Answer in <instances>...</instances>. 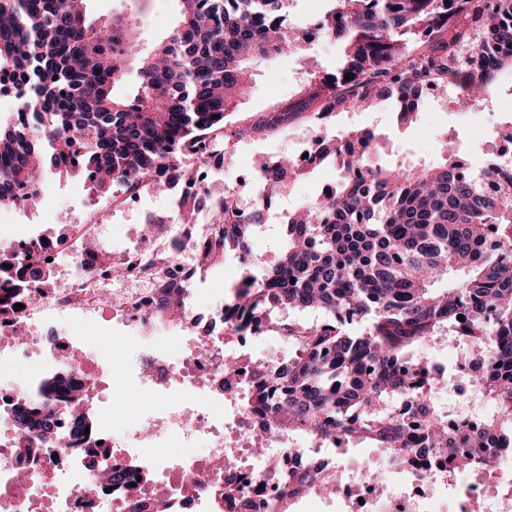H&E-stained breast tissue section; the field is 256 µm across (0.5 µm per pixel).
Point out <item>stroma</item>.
<instances>
[{"instance_id":"1","label":"stroma","mask_w":512,"mask_h":512,"mask_svg":"<svg viewBox=\"0 0 512 512\" xmlns=\"http://www.w3.org/2000/svg\"><path fill=\"white\" fill-rule=\"evenodd\" d=\"M88 12L97 21H108L115 15L123 17L137 27L149 44L161 39L176 20L174 0H89ZM340 54L338 45L316 42L301 55L273 56L255 64L252 87L239 111L233 114V122L247 126L272 120L282 106L300 95L310 77L309 60L332 69ZM461 92L457 85L439 86L424 98L418 114L405 121L398 119L391 108L378 106L336 113L328 125L319 129L298 123L275 137L234 141L230 149L233 162L215 173L209 186L211 195L217 198L228 193L239 205H248L253 188L245 172L251 169L255 158L294 153L303 136L331 137L366 128L383 138L384 147L377 157L382 165H438L443 160L444 143L450 142L463 148L475 167H483L495 160L507 133L512 131V68L498 77L491 96L479 111H458L455 100ZM337 178L335 165L320 167L296 182L285 196L278 198L276 206L284 212L294 210L301 202L316 198L324 183ZM121 195L117 189L113 194L96 196L82 180L47 174L44 197L36 207L23 216L9 211L0 213V238L57 237L62 227L59 216L64 213L79 223L100 221L112 246L121 249L146 218L167 224L177 221V188L161 194L147 193L133 206L123 204ZM241 276L237 256L227 257L198 279L194 286L195 302L204 310L228 299Z\"/></svg>"}]
</instances>
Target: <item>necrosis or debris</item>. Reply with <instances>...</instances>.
<instances>
[{
    "instance_id": "necrosis-or-debris-1",
    "label": "necrosis or debris",
    "mask_w": 512,
    "mask_h": 512,
    "mask_svg": "<svg viewBox=\"0 0 512 512\" xmlns=\"http://www.w3.org/2000/svg\"><path fill=\"white\" fill-rule=\"evenodd\" d=\"M97 232L93 224L65 225L57 239L7 241L16 252L38 251L47 259L45 284L16 295L0 290V299L22 304L24 319L0 317V362L26 369L23 380L0 387V512H272L281 474L298 470L300 443L283 435L271 438L279 462L264 473L251 449L256 424L247 405L252 377L224 376V339L194 335L197 314L186 305L172 317L159 305L164 284L191 288L190 261L173 262L167 241L156 233H138L128 248L107 256L87 251ZM77 256L82 272L63 268L62 253ZM112 314L137 330L144 346L131 369L95 349L88 336L61 333L47 340L43 328L65 319L98 322ZM214 315L237 334L240 360H248L250 344L266 339V320L246 319L231 304ZM448 395L453 405L448 424L456 429L480 426L485 407L470 389L477 363L463 340ZM67 365L72 375L112 377L111 394H95L88 408L96 426L91 440L73 434L76 403L61 407L51 433L37 441L32 453L17 446L16 407L27 386L36 384L34 369ZM139 393L145 407L134 425L122 421L117 396ZM186 447L181 456L167 454L169 443ZM204 445L207 453L192 455ZM496 464L476 460L469 481L458 482L447 462L411 454L407 464H385L386 472L403 476V491L379 492L358 459H345L347 479L338 481L335 499H321L319 512H334L343 502L347 512H435L447 501L448 512H512V493L498 486L512 476V448L498 450ZM236 477L233 492L224 490V470Z\"/></svg>"
}]
</instances>
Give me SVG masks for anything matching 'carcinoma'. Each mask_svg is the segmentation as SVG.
Segmentation results:
<instances>
[{
  "instance_id": "carcinoma-1",
  "label": "carcinoma",
  "mask_w": 512,
  "mask_h": 512,
  "mask_svg": "<svg viewBox=\"0 0 512 512\" xmlns=\"http://www.w3.org/2000/svg\"><path fill=\"white\" fill-rule=\"evenodd\" d=\"M88 0H0V67L17 74L22 111L0 130V201L15 186L39 181L38 169L82 179L90 191L119 186L160 192L171 172L188 176L213 139L226 132L229 113L249 92V62L304 50L306 29L288 28L286 0H176L179 20L146 48L121 18L96 22ZM320 16L322 40L343 46L334 70L312 71L302 100L275 126H290L312 105L336 101L355 111L390 99L402 119L418 108L427 84L452 77L467 89L460 109L473 111L512 62V0H332ZM137 82L115 93L127 70ZM352 73L347 80L345 75ZM319 150L310 168L293 157L255 167L266 205L330 156L340 157L336 193L304 202L285 215L286 243L261 276L234 289L229 302L288 331L296 345L280 370L253 364L252 412L260 436L272 430L329 441L348 436L386 448L403 465L414 451L468 469L491 449L512 441V184L497 195L481 176L450 156L431 168L374 162L380 136L349 131ZM260 218L232 196L210 209L197 269L251 248ZM11 268H5V265ZM39 259L0 248V289L45 282ZM184 289L166 287L164 305L178 309ZM290 312H316L307 325ZM464 320H458V316ZM353 322L364 328L352 333ZM467 338L486 370L471 385L496 403L476 431L448 427L434 407L448 385L443 369L415 356L442 333ZM73 385L70 375L47 378L38 406L18 408L19 446L51 430L56 405ZM396 400L422 418L415 425ZM325 465L281 478V512L292 500L326 487Z\"/></svg>"
}]
</instances>
